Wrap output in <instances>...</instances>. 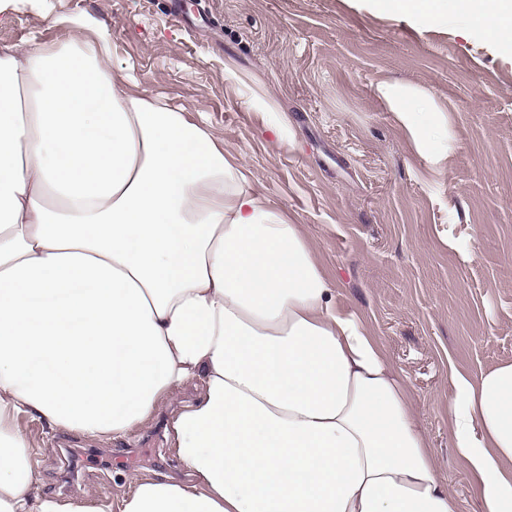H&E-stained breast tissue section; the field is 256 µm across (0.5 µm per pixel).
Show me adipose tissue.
I'll return each mask as SVG.
<instances>
[{
  "label": "adipose tissue",
  "instance_id": "obj_1",
  "mask_svg": "<svg viewBox=\"0 0 512 512\" xmlns=\"http://www.w3.org/2000/svg\"><path fill=\"white\" fill-rule=\"evenodd\" d=\"M512 46V0H373ZM95 18L0 49V512H458L405 381L337 301L300 225L166 99L131 92ZM378 95L432 165L425 89ZM172 423L189 484L119 504L37 489L21 424L121 438ZM449 440L482 512H512V363L451 376Z\"/></svg>",
  "mask_w": 512,
  "mask_h": 512
}]
</instances>
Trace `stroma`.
Masks as SVG:
<instances>
[{"label": "stroma", "instance_id": "1", "mask_svg": "<svg viewBox=\"0 0 512 512\" xmlns=\"http://www.w3.org/2000/svg\"><path fill=\"white\" fill-rule=\"evenodd\" d=\"M170 7L39 0L0 13V47L64 43L69 19L91 15L115 69H130L131 91L196 113L255 190L301 225L340 306L405 378L459 512H480L448 438L449 371L512 362V48L456 19L434 25L371 0H182L183 23ZM381 83L424 88L447 114L441 166L415 150L378 97ZM257 96L287 117L288 142L267 130ZM195 397L187 386L133 431L144 442L136 459L89 463L72 482L64 440H103L28 420L39 491L114 501L132 470L190 482L165 453L166 430Z\"/></svg>", "mask_w": 512, "mask_h": 512}]
</instances>
